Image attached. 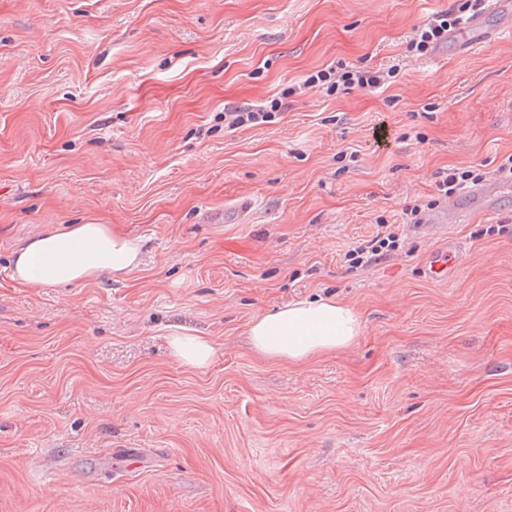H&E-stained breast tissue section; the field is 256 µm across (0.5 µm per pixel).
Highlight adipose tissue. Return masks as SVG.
<instances>
[{
	"label": "adipose tissue",
	"instance_id": "adipose-tissue-1",
	"mask_svg": "<svg viewBox=\"0 0 512 512\" xmlns=\"http://www.w3.org/2000/svg\"><path fill=\"white\" fill-rule=\"evenodd\" d=\"M139 239L113 234L104 224H69L30 240L15 256L14 279L32 286L85 285L108 273L123 277L139 267ZM361 321L346 304L333 299L289 303L257 316L248 327L252 347L276 361L300 364L349 347L360 336ZM181 363L208 367L214 356L209 338L186 333L169 336Z\"/></svg>",
	"mask_w": 512,
	"mask_h": 512
}]
</instances>
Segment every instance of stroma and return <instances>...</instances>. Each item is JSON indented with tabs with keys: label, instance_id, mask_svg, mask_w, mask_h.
Instances as JSON below:
<instances>
[{
	"label": "stroma",
	"instance_id": "35a3bbf8",
	"mask_svg": "<svg viewBox=\"0 0 512 512\" xmlns=\"http://www.w3.org/2000/svg\"><path fill=\"white\" fill-rule=\"evenodd\" d=\"M454 3L0 0V512H512V203L448 231L450 282L425 267L446 231L402 221L438 171L512 154V37L407 49ZM340 61L399 73L305 85ZM275 98V123L225 129ZM380 217L399 248L350 267ZM57 224L141 238L142 263L13 280ZM320 296L362 317L351 346L250 347L256 316ZM125 448L141 464L112 472ZM168 344L172 354L185 365L205 368L212 363L214 347L205 336L174 333L168 336Z\"/></svg>",
	"mask_w": 512,
	"mask_h": 512
}]
</instances>
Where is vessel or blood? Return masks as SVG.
<instances>
[{
    "label": "vessel or blood",
    "instance_id": "b4317fda",
    "mask_svg": "<svg viewBox=\"0 0 512 512\" xmlns=\"http://www.w3.org/2000/svg\"><path fill=\"white\" fill-rule=\"evenodd\" d=\"M512 35V0H487L484 8L473 14L459 29L448 35V51L456 54L475 46ZM512 195V183L491 180L467 191L462 198L449 201L446 208L433 212L428 224L445 226L449 215H463L476 210L494 213ZM461 263L460 253L452 240H445L428 256L427 270L436 281L452 280Z\"/></svg>",
    "mask_w": 512,
    "mask_h": 512
}]
</instances>
